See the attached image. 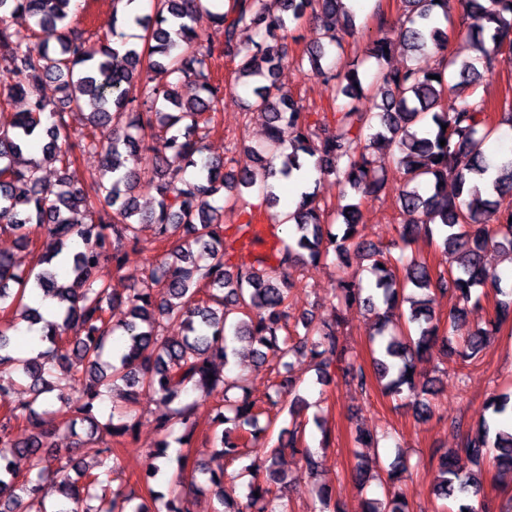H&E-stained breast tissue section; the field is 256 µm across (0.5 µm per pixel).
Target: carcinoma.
<instances>
[{"label":"carcinoma","instance_id":"obj_1","mask_svg":"<svg viewBox=\"0 0 512 512\" xmlns=\"http://www.w3.org/2000/svg\"><path fill=\"white\" fill-rule=\"evenodd\" d=\"M399 18L402 45L413 64L387 67L392 49L385 37L370 40L366 55L378 63L376 73L381 102L363 87L360 64L337 55L342 35L356 31L355 15L344 0H232L226 11H215V0H149L150 13L132 20H118L113 13L110 34L93 38L72 25V16L85 8L82 0H0V67L13 73L16 82L0 90V110L17 98L28 109L0 125V230H8L29 247L39 236L53 241L52 249L36 256L25 268L14 255L0 252V312L13 315L0 321V401L6 402L20 383H27L31 400L9 407L0 419V512H49L40 497L42 483L50 482L68 507L56 512H190V500L180 490L182 480H169V497L156 494L150 481L161 469L150 466L139 488L112 487L108 475L120 467L119 449H102L98 471H86L70 452L52 445L56 430H73L77 420L98 428L95 411L104 391L123 382L124 398L134 403L141 393L158 396L165 411L155 416L161 434L149 452L157 459L169 448V435L181 430L180 441L190 443L197 427V410L214 393L235 391L214 408L213 455L240 462V474L250 477L245 500L220 491L215 512H268L270 497L281 491L283 477L277 469L290 453L303 461L304 474L314 477L322 467L321 456L305 444L297 418L306 404L292 380L275 379L263 402L253 399L242 378L228 379L224 370L237 345L247 343L256 357H272L282 365L295 355H307L325 375L332 366L348 362L349 351L336 326L315 324L311 319L289 328L288 292L295 284L292 272L301 266L331 262L347 264L351 247L372 261L376 276L373 291L384 305L378 314L376 335L381 342L372 358L373 376L349 362L348 374L361 388L371 383L393 398L412 400L420 421L432 416L422 398L427 382L418 364L438 345L448 346V335L463 328L462 315L479 307L482 288L493 282L501 295L488 313L485 327L466 332L463 346L449 355L475 357L488 337L512 323V281L487 268L491 248L512 255V155L496 166L493 190L482 197L471 178L491 166L483 145L498 125L488 124L485 101L458 92V84L476 86L482 73L476 60L450 58L433 69L421 59L447 46V33L434 16L448 20L453 0H403ZM224 28V44L205 40L198 29L201 17ZM308 17L319 26L320 37L307 50L311 71L335 81V94L344 103L334 109L332 123L312 121L303 104L290 95L277 97L274 76L288 61L287 44L267 39ZM134 24L143 34L134 36L124 26ZM254 31L250 47L238 43L241 28ZM460 30L488 58L512 51V0H466ZM117 39L124 47L118 56L108 49ZM231 56L236 60L235 84L251 88L249 110L267 117L264 144L248 148L255 166L237 178L240 187L263 196L273 208L268 220L287 228L277 240L272 259L259 256L251 262L232 263L226 243L224 198L228 176L224 161L204 156L205 140L215 130V118L224 86L215 81L212 63ZM163 72L172 80L153 84L152 74ZM58 82L60 97L48 101L43 94L47 80ZM374 100L364 108L360 100ZM85 122L87 132L78 144L67 141L70 121ZM39 134L44 157L68 170L78 156L99 151L104 156L102 173L84 184L63 178L58 188L44 184L37 161L19 163L22 149ZM446 141L440 145V141ZM386 144L398 151L397 165L406 176L399 194L400 210L408 216L399 232L395 263L373 244L359 241V216L363 200L377 195L385 180L373 154ZM158 152L149 175L135 166L145 149ZM313 159L321 177L332 176L342 187L334 210L321 204L317 191L301 195L295 209L276 211L278 196L273 179H288L301 167L300 155ZM283 158L282 167L273 160ZM195 167L201 183L185 181L183 171ZM454 192L448 193V184ZM145 187L155 193V207L139 209L136 192ZM89 216L76 224L71 214ZM142 224L155 225V241L163 243L182 234L172 253L155 262L140 288L124 302L128 319L112 323L109 310L117 297L112 293L109 269H120L126 249L140 246ZM241 247L262 242L252 220L236 226ZM425 235L441 241L448 258V274L434 273L426 259L407 254L415 238ZM70 253L72 281L58 282L48 269L63 252ZM404 275L397 274V268ZM36 289L54 298L63 308L60 321L43 326L41 340L49 343L38 355L20 359L9 354L11 333L18 323L42 320L38 308L26 302ZM357 277L336 280L337 304L374 309L372 295ZM448 296L453 308L448 329L430 307V294ZM175 324L180 337L166 335ZM125 337L118 363L104 376L103 357L115 331ZM66 373L76 396L52 392L50 375ZM43 406L37 411L34 404ZM492 417L481 429L467 435L460 445L437 456L440 481L434 494L450 500L456 512H475L466 503L482 486L481 464L487 449L496 451L494 463L512 472V428L502 416L512 412V392L490 400ZM292 419L288 439L280 440L260 456L243 449L260 443L259 417L276 420L282 413ZM29 430L23 441L14 438L13 427ZM102 431L118 441L136 428L129 410L113 408ZM27 459L30 477L19 479L13 458ZM193 471L221 487L223 470L195 462ZM410 467L400 460L384 467L377 460L359 462L354 476L364 485L379 481L383 494L364 501L362 512H408L402 485ZM259 496H254V492ZM152 504H147L146 499ZM319 512H338L332 489L322 485L317 494Z\"/></svg>","mask_w":512,"mask_h":512}]
</instances>
